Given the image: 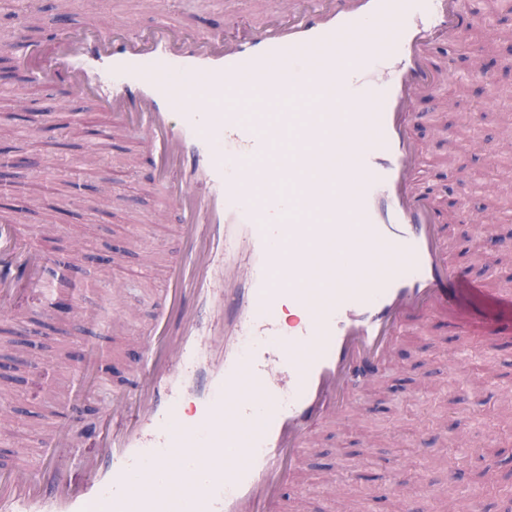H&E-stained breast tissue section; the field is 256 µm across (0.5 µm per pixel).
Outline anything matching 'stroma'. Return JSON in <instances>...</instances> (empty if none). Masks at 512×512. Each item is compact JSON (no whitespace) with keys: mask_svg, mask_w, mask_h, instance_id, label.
Wrapping results in <instances>:
<instances>
[{"mask_svg":"<svg viewBox=\"0 0 512 512\" xmlns=\"http://www.w3.org/2000/svg\"><path fill=\"white\" fill-rule=\"evenodd\" d=\"M289 4L300 10L309 0H197L191 7L185 0H58L56 8L73 29L95 13L140 33L166 20L193 36L219 34L232 41L261 13ZM482 10L485 27L433 45L436 66L451 70L455 81L413 104L427 115L417 129L422 157L415 189H439L452 165L484 176L469 183L457 207L444 211L449 262L462 277L447 312H434L397 339L389 361L374 375L372 397L356 398L335 424L313 432L310 450L296 477L285 481L272 512H335L328 494L334 484L354 512H400L393 498L376 491L380 476L397 468L412 472L410 512H443L450 495L458 500L457 512H502L512 477V461L498 455L504 434L512 431V249L504 247L512 242V152L504 150L512 135V14L497 11L492 0ZM488 76L493 86H486ZM112 129L111 145L73 171L69 157L84 154L88 135L71 131L73 147L63 154L39 124L21 128L0 121V135L21 145L29 172L55 184L51 194L24 189L9 198L20 235L39 225L86 233L87 248L106 258L90 278L92 311L110 320L112 338L105 352L83 336L31 350V357L51 365L54 382L48 393L18 398V411L0 419V466L32 456L33 447L11 449L13 436L52 421L53 411L69 398L78 402L82 427H93L103 401L85 389L71 393L72 374L89 375L100 364L108 367L113 388L131 389L146 333L165 315L160 296L165 266L181 255L179 215L162 209V189L142 139L120 122ZM489 194L497 209L488 215L479 252L467 254L465 238L476 229L470 214L486 207ZM451 353L458 356L453 387L444 360ZM489 378L498 382L490 401L480 391ZM452 448L483 449L485 464L496 470L495 484L449 489Z\"/></svg>","mask_w":512,"mask_h":512,"instance_id":"stroma-1","label":"stroma"}]
</instances>
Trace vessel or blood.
I'll return each instance as SVG.
<instances>
[{
    "label": "vessel or blood",
    "mask_w": 512,
    "mask_h": 512,
    "mask_svg": "<svg viewBox=\"0 0 512 512\" xmlns=\"http://www.w3.org/2000/svg\"><path fill=\"white\" fill-rule=\"evenodd\" d=\"M484 20L460 0H314L233 42L163 21L145 37L116 26L64 32L47 66L26 49L42 119L61 89L146 139L182 251L163 296L175 319L151 330L133 390L109 394L87 434L97 454L71 448L78 420L65 411L35 466L0 468V512H268L313 430L368 391L410 320L448 302L455 274L439 211L412 186L410 103L440 88L433 41ZM197 89L209 111L190 109ZM260 96L289 109L247 119L242 106ZM340 100L364 109L335 111ZM285 138L300 150L277 169L266 159ZM286 192L295 207L269 223ZM46 261L0 224L1 318L28 293L50 302ZM285 299L303 316L288 337ZM219 313L233 333L217 352ZM187 399L194 417L178 420ZM71 466L85 473L80 485Z\"/></svg>",
    "instance_id": "obj_1"
}]
</instances>
